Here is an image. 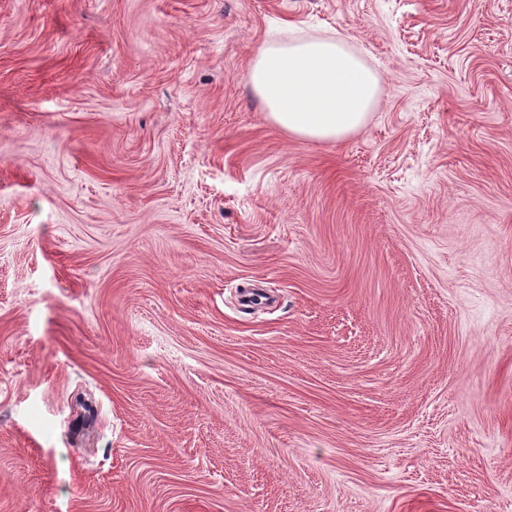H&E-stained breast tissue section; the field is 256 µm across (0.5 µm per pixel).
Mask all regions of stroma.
<instances>
[{
    "instance_id": "1",
    "label": "stroma",
    "mask_w": 512,
    "mask_h": 512,
    "mask_svg": "<svg viewBox=\"0 0 512 512\" xmlns=\"http://www.w3.org/2000/svg\"><path fill=\"white\" fill-rule=\"evenodd\" d=\"M0 512H512V0H0ZM249 81L289 136L336 143L367 127L383 83L345 36L266 42Z\"/></svg>"
}]
</instances>
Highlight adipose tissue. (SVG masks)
Wrapping results in <instances>:
<instances>
[{
    "instance_id": "obj_1",
    "label": "adipose tissue",
    "mask_w": 512,
    "mask_h": 512,
    "mask_svg": "<svg viewBox=\"0 0 512 512\" xmlns=\"http://www.w3.org/2000/svg\"><path fill=\"white\" fill-rule=\"evenodd\" d=\"M249 81L289 136L336 143L367 127L383 83L343 36L265 43Z\"/></svg>"
}]
</instances>
